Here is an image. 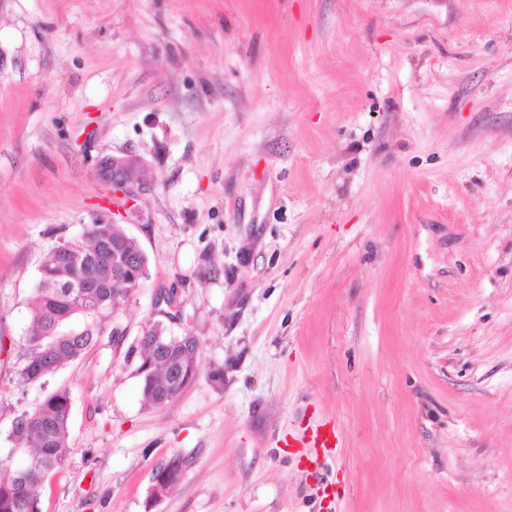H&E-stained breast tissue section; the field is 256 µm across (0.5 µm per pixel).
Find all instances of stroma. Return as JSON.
<instances>
[{
	"label": "stroma",
	"mask_w": 512,
	"mask_h": 512,
	"mask_svg": "<svg viewBox=\"0 0 512 512\" xmlns=\"http://www.w3.org/2000/svg\"><path fill=\"white\" fill-rule=\"evenodd\" d=\"M100 219L148 275L20 384L42 258ZM151 319L200 342L156 407ZM59 390L40 512H512V0H0V457ZM293 441L295 443L294 447L308 448L309 451L315 450V457L307 454L305 457L300 458V462L307 468L317 463L319 450L322 451L324 457L325 455L335 454L336 448H340V437L336 429V423L332 420L316 422L297 437H294Z\"/></svg>",
	"instance_id": "35a3bbf8"
}]
</instances>
